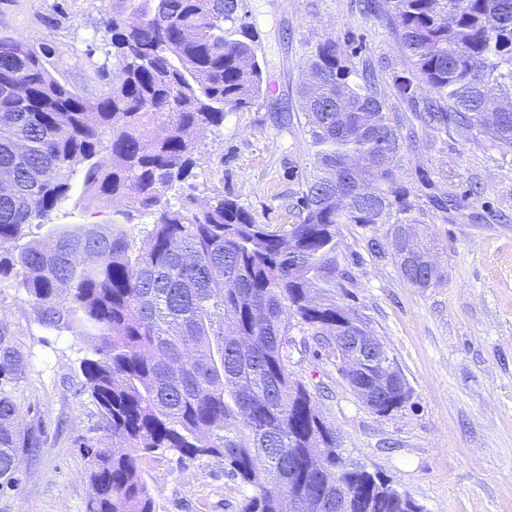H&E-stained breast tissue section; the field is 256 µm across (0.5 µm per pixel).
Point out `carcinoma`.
Listing matches in <instances>:
<instances>
[{"mask_svg":"<svg viewBox=\"0 0 512 512\" xmlns=\"http://www.w3.org/2000/svg\"><path fill=\"white\" fill-rule=\"evenodd\" d=\"M382 15L410 63L395 97L416 102L413 118L439 134L469 128L512 155V0H385ZM242 0H115L106 60L119 80L95 100L53 76L51 48L0 37V282L20 286L40 322L93 339L80 364L82 388L96 403L104 435L77 441L89 465L86 512H153L140 455L173 451L208 456L245 486L240 512H336V491L373 500L371 512H415L405 498L370 492L372 473L336 448L307 387L288 369L293 332L317 344L351 348L336 303L344 277L336 258L343 224H399L416 231L428 214L403 179L412 147L408 118L389 111L375 75L351 82L340 39L329 34L310 60L316 88L298 90L302 128L315 147L296 224L258 223L232 197L199 202L192 183L197 136L226 113L252 106L262 91L254 44L226 37ZM21 84L26 95L13 88ZM109 136L103 141V136ZM108 150L111 164L98 156ZM112 223L61 232L50 246L31 239L72 191L76 165ZM375 184L362 195L359 179ZM180 190V203L167 198ZM151 218L140 245L125 225ZM405 280L429 288L444 273L375 237ZM25 356L0 323V488L18 483V460L41 446L40 419L20 424L8 386ZM322 470H309L313 450Z\"/></svg>","mask_w":512,"mask_h":512,"instance_id":"1","label":"carcinoma"}]
</instances>
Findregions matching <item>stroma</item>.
Segmentation results:
<instances>
[{
  "mask_svg": "<svg viewBox=\"0 0 512 512\" xmlns=\"http://www.w3.org/2000/svg\"><path fill=\"white\" fill-rule=\"evenodd\" d=\"M113 0H0V35L52 49V74L91 99L116 69L101 71L111 34ZM243 39L256 45L264 93L222 125L205 128L196 154L195 194L232 195L258 223L291 224L314 147L297 122V91L309 59L329 34L345 41L354 69L372 64L381 93L396 111L413 103L394 95L409 65L380 15L358 0H242ZM408 171L430 172L436 193L452 192L448 211H432L428 231L439 246L443 284L417 288L391 258L367 248L386 225L341 226L338 258L348 273L336 290L396 357L411 388L405 406L386 416L367 408L327 351L294 334L288 368L314 396L345 457L389 480L423 512H512V160L487 142L450 127L415 129ZM50 228L108 224L112 209L87 199L81 174ZM4 320L27 365L11 390L48 433L20 461L19 484L0 494V512H86L89 466L76 437L100 435V419L82 391L80 364L91 340L72 329L50 330L13 281L0 283ZM154 512H240L247 493L220 460L178 464L172 452L143 454Z\"/></svg>",
  "mask_w": 512,
  "mask_h": 512,
  "instance_id": "35a3bbf8",
  "label": "stroma"
}]
</instances>
